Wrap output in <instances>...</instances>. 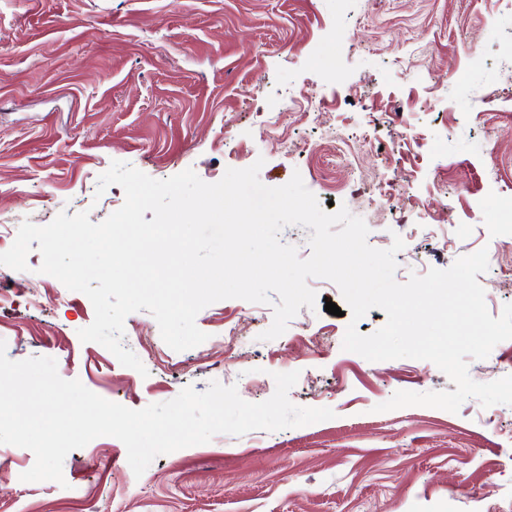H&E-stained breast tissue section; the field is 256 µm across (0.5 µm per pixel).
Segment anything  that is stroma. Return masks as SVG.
Instances as JSON below:
<instances>
[{
    "label": "stroma",
    "mask_w": 512,
    "mask_h": 512,
    "mask_svg": "<svg viewBox=\"0 0 512 512\" xmlns=\"http://www.w3.org/2000/svg\"><path fill=\"white\" fill-rule=\"evenodd\" d=\"M114 160L157 180L190 168L214 183L258 160L270 187L300 173L320 205L365 220L370 246L401 236L398 282L487 249L477 280L499 316L512 304V231L491 221L512 194V0H0V214L102 222L125 200L117 185L96 191ZM383 178L404 186L401 208L375 197ZM441 198L454 226L434 216ZM41 264L34 248L26 270L0 265L10 359L55 358L60 377L131 409L214 381L258 403L273 373L296 370L290 401L335 416L219 434L139 477L111 436L71 451L60 483L21 481L33 452L0 444V512H512V406L376 412L395 392L454 385L426 360L343 350L351 321L325 310L345 304L333 282L309 279L315 308L270 341L264 304L207 306V340L181 352L148 311L132 313L122 343L142 375L80 340L91 301ZM468 371L512 375V340Z\"/></svg>",
    "instance_id": "obj_1"
}]
</instances>
